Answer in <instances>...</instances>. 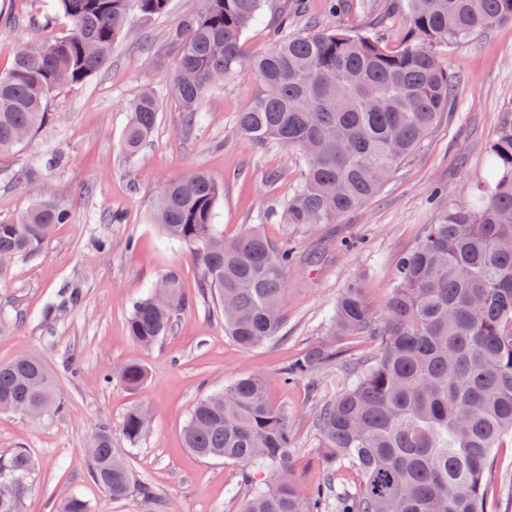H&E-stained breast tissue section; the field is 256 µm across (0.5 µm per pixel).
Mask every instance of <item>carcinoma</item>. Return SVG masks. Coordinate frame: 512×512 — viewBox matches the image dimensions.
Wrapping results in <instances>:
<instances>
[{"instance_id":"1","label":"carcinoma","mask_w":512,"mask_h":512,"mask_svg":"<svg viewBox=\"0 0 512 512\" xmlns=\"http://www.w3.org/2000/svg\"><path fill=\"white\" fill-rule=\"evenodd\" d=\"M409 37L394 50L375 35L345 30L288 29V15L271 47L242 54L243 33L264 0H204V7L169 33L176 59L172 96L183 125L201 120L200 104L216 82L242 69L257 88L237 114L236 130L257 149L296 153L300 181L278 212L295 226L333 224L375 195L428 135L457 93L458 78L431 50L439 41L466 42L505 20L512 0H403ZM169 0H44V16L61 14L66 33L12 51L0 74V156L20 147L50 121L53 93L80 83L110 58L132 19L146 24ZM123 143L136 152L159 114L157 96L144 91L130 105ZM489 176L479 193L440 208L424 240L401 257L386 309L377 313L355 286L329 315L326 339L285 366L284 382L336 359V342L367 339L375 354L352 382L321 406L317 426L328 476L344 466L358 476L355 491L333 494L331 482L308 494L291 479L288 414L268 401L266 384L240 378L200 400L184 430L185 446L201 458L242 467L247 495L241 512H321L336 496V512H490L489 474L495 451L512 441V106L502 113L488 147ZM223 189L192 170L165 181L155 197V222L202 272V295L215 298L224 330L244 350L278 336L291 256L248 227L233 238L213 224ZM68 210L46 197L0 221V259L32 254ZM187 304L177 273L166 274L132 302L128 334L150 346L171 329ZM136 387L146 377L137 363L119 371ZM61 408L55 380L30 355L0 364V413L35 416ZM148 423L135 408L120 431L135 445ZM31 457L0 458V485L27 479ZM92 477L114 499L135 483L102 426L90 448ZM28 484L0 492V512H20ZM59 512H89L71 494Z\"/></svg>"}]
</instances>
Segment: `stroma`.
Instances as JSON below:
<instances>
[{"label": "stroma", "instance_id": "1", "mask_svg": "<svg viewBox=\"0 0 512 512\" xmlns=\"http://www.w3.org/2000/svg\"><path fill=\"white\" fill-rule=\"evenodd\" d=\"M39 0H0V73L17 46L61 36L65 18L43 21ZM203 0H170L150 25L132 22L105 66L80 84L62 87L48 102L54 116L24 145L0 157V220L26 210L39 196L71 213L40 251L0 265V363L37 354L57 376L60 410L33 420L0 413V456L26 450L36 468L21 512H57L69 494L90 512H238L239 465L192 455L183 430L194 404L248 376L267 382L271 404L288 413L291 462L302 492L323 483L326 471L316 416L347 385L349 360L371 354L364 339L345 341L343 355L290 383L281 368L322 338L328 311L358 284L368 305L383 311L397 260L422 241L440 205L474 194L487 176V148L512 103V22H502L463 45L441 42L434 51L461 79L456 100L385 186L336 223L297 228L267 219L301 178L292 152L258 150L236 132L256 79L240 71L208 92L201 127L188 129L167 96L176 60L167 36ZM306 21L324 30L381 32L386 47L400 45L408 25L399 0H307ZM161 95L159 120L136 156L123 146L129 104L143 89ZM62 161L45 167L47 158ZM201 170L223 185L215 215L225 236L252 224L271 242L293 248L282 304V328L272 341L240 348L224 333L212 301L199 293L201 271L187 251L160 243L152 202L165 180ZM120 222H109L112 213ZM108 239L109 249L97 246ZM181 279L189 306L170 334L145 348L127 333L132 301L163 275ZM143 366L146 378L128 387L118 372ZM112 380H105V373ZM151 412L146 436L129 445L119 431L134 407ZM113 429L112 446L137 481L160 497L138 493L113 499L90 475L88 449L100 425Z\"/></svg>", "mask_w": 512, "mask_h": 512}]
</instances>
